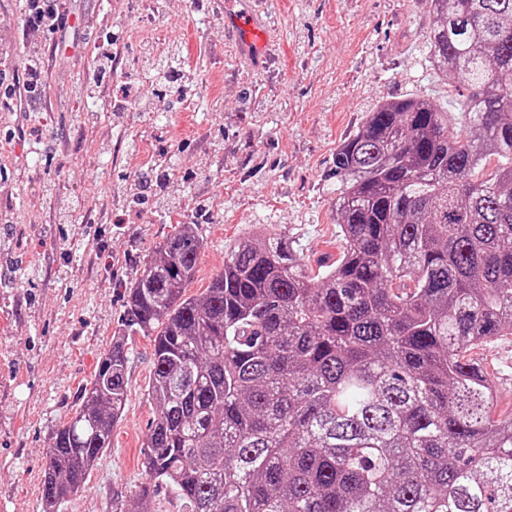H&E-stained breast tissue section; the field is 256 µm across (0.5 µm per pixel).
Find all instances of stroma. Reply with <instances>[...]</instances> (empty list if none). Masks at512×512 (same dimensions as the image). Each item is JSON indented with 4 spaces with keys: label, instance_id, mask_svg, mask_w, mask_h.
<instances>
[{
    "label": "stroma",
    "instance_id": "obj_1",
    "mask_svg": "<svg viewBox=\"0 0 512 512\" xmlns=\"http://www.w3.org/2000/svg\"><path fill=\"white\" fill-rule=\"evenodd\" d=\"M213 0H67L65 25L24 34L19 0H0L5 81L32 55L47 72L37 104L0 96V512H40L50 438L80 402L118 331L124 293L178 223L203 246L187 296L254 228L293 242L312 270L342 241L332 159L378 102L419 95L455 112L470 94L427 57L420 0H266L272 62H238ZM117 37V72L93 89L97 47ZM176 51L190 90L155 95L150 59ZM167 162L145 203L130 189ZM128 402L112 446L66 512H127L146 476L154 409L152 342L129 337ZM512 414V336L474 349Z\"/></svg>",
    "mask_w": 512,
    "mask_h": 512
}]
</instances>
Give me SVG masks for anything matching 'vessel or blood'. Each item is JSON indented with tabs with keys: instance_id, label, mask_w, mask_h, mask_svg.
<instances>
[{
	"instance_id": "1",
	"label": "vessel or blood",
	"mask_w": 512,
	"mask_h": 512,
	"mask_svg": "<svg viewBox=\"0 0 512 512\" xmlns=\"http://www.w3.org/2000/svg\"><path fill=\"white\" fill-rule=\"evenodd\" d=\"M235 0H225L224 29L234 37L237 54L256 67H264L271 52V27L266 8L258 0H246L235 8Z\"/></svg>"
}]
</instances>
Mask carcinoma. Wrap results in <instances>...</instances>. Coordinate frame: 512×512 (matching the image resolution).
<instances>
[{"label":"carcinoma","mask_w":512,"mask_h":512,"mask_svg":"<svg viewBox=\"0 0 512 512\" xmlns=\"http://www.w3.org/2000/svg\"><path fill=\"white\" fill-rule=\"evenodd\" d=\"M429 63L473 93L457 122L403 96L366 112L330 176L343 250L309 271L258 228L185 296L202 247L177 224L52 435L41 512H64L127 404L128 337L152 340L142 451L187 512H512V415L469 352L512 336V0H426Z\"/></svg>","instance_id":"cac0c4a2"}]
</instances>
